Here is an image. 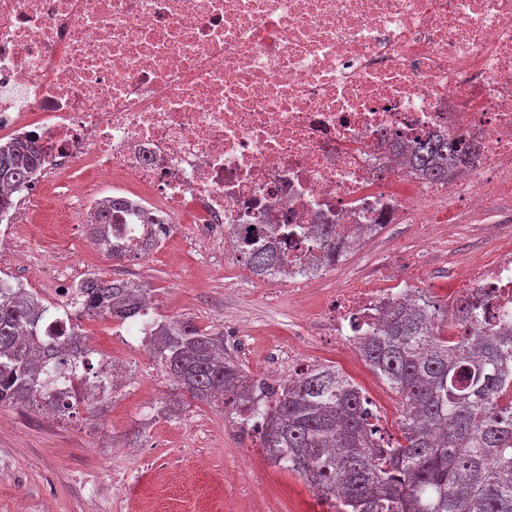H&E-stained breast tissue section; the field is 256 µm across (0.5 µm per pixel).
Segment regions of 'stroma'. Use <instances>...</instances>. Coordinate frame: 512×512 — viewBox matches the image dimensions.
<instances>
[{
    "instance_id": "1",
    "label": "stroma",
    "mask_w": 512,
    "mask_h": 512,
    "mask_svg": "<svg viewBox=\"0 0 512 512\" xmlns=\"http://www.w3.org/2000/svg\"><path fill=\"white\" fill-rule=\"evenodd\" d=\"M84 226L73 234L53 227L22 238L18 246L30 262L0 259V277L23 282L51 304L54 264L75 261L107 279H130L156 288L158 307L171 318L223 332L234 325L240 342L225 340L227 353L249 375L264 365L287 368L274 349L294 346L309 365H333L376 404L380 425L398 433L400 406L395 393L353 351L340 352L325 340L324 327L309 323L337 282L350 274L372 273L394 241H412L407 224L386 225L369 242L371 261L349 253L322 271L317 290L302 302H274L260 289L227 287L224 249L206 257L177 245L138 260L112 261L82 249ZM507 247L470 224H447L437 246L424 254V295L450 309L460 283L457 268L475 257L496 258ZM90 359L122 357L128 368L111 399L79 405L70 417L45 420L32 409L0 407V512H328L297 474L272 464L255 438L229 427L220 409L194 403L168 418L160 407L172 391L168 377L149 354L96 337Z\"/></svg>"
}]
</instances>
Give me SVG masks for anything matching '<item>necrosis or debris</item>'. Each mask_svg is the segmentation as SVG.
Masks as SVG:
<instances>
[{
  "instance_id": "4bbe7bcc",
  "label": "necrosis or debris",
  "mask_w": 512,
  "mask_h": 512,
  "mask_svg": "<svg viewBox=\"0 0 512 512\" xmlns=\"http://www.w3.org/2000/svg\"><path fill=\"white\" fill-rule=\"evenodd\" d=\"M35 135L49 172L24 187L23 225L90 224L98 188L133 195L112 241L177 242L191 216L225 252L288 213V259L310 265L309 227L335 225L350 247L409 224L425 245L439 225H485L512 200V0H0V139ZM454 134L476 153L450 181L396 157ZM419 256L398 245L377 276L341 281L318 314L337 347L354 323L419 300L395 286ZM488 320L512 313V250L468 263ZM160 319L144 304L113 319L118 342L149 349Z\"/></svg>"
}]
</instances>
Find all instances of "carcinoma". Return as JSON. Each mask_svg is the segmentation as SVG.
I'll list each match as a JSON object with an SVG mask.
<instances>
[{
    "mask_svg": "<svg viewBox=\"0 0 512 512\" xmlns=\"http://www.w3.org/2000/svg\"><path fill=\"white\" fill-rule=\"evenodd\" d=\"M469 154L454 137L428 136L408 152L411 168L434 182L450 180ZM45 164L38 141L0 144V213L16 206L13 193ZM129 209L108 200L95 240L110 234L112 213ZM287 236L243 242L240 253L258 275L288 276ZM316 269L336 266V226L313 225ZM144 289L95 274L79 284L73 314L134 317ZM486 296L456 301L450 317L465 334L437 333L433 302L394 301L379 326L362 337L363 361L399 397V436L385 439L360 387L334 366H316L274 386L249 377L224 353V335L190 322L158 325L151 353L176 390L164 414L185 404H214L248 423L268 459L298 473L333 512H512V323L493 330L473 320ZM48 308L37 295L0 279V406L73 404L46 399L47 389L73 363L87 364L79 326L44 338L38 326Z\"/></svg>",
    "mask_w": 512,
    "mask_h": 512,
    "instance_id": "1",
    "label": "carcinoma"
}]
</instances>
